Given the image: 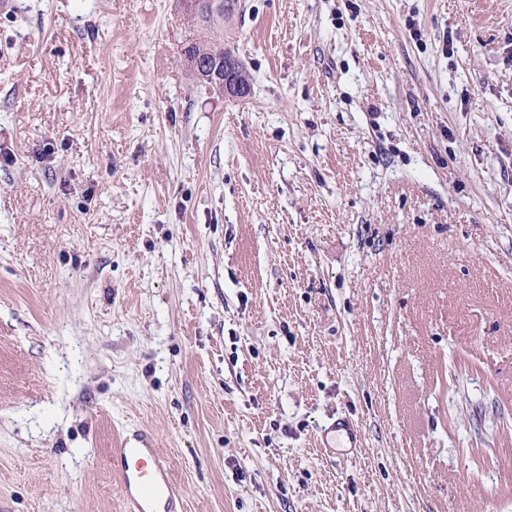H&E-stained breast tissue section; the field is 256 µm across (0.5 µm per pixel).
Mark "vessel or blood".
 <instances>
[{"label": "vessel or blood", "instance_id": "vessel-or-blood-1", "mask_svg": "<svg viewBox=\"0 0 512 512\" xmlns=\"http://www.w3.org/2000/svg\"><path fill=\"white\" fill-rule=\"evenodd\" d=\"M109 464L120 478L126 512H179L169 465L149 433L122 439Z\"/></svg>", "mask_w": 512, "mask_h": 512}]
</instances>
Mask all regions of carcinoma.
Masks as SVG:
<instances>
[{"instance_id":"carcinoma-1","label":"carcinoma","mask_w":512,"mask_h":512,"mask_svg":"<svg viewBox=\"0 0 512 512\" xmlns=\"http://www.w3.org/2000/svg\"><path fill=\"white\" fill-rule=\"evenodd\" d=\"M224 10L214 13L208 0H199L197 15L193 17L194 25L188 38L190 47L182 51L184 65L190 73H195L192 66L194 57L202 54L209 63L218 61H239L232 49L224 46V21L235 15L239 0H223Z\"/></svg>"}]
</instances>
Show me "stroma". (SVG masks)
<instances>
[{
	"instance_id": "35a3bbf8",
	"label": "stroma",
	"mask_w": 512,
	"mask_h": 512,
	"mask_svg": "<svg viewBox=\"0 0 512 512\" xmlns=\"http://www.w3.org/2000/svg\"><path fill=\"white\" fill-rule=\"evenodd\" d=\"M0 0V506L512 512V0ZM359 447L324 450L336 419ZM198 0H183L185 11L193 17L196 13V3ZM224 2V10L220 13L214 14L216 11L221 9L220 0H211V6L208 0H199V8L197 15L192 19L194 21L191 35L186 39L187 44L190 47L182 51V57L184 59V65L186 69L200 82V79L193 69L192 60L195 56H199L201 51H205V55L200 60L207 59L209 64H215L212 68L208 62L205 61L200 66L199 59L196 60V66L198 71L205 70L209 73L206 74L208 80V88L214 92H217L225 97L240 99L245 98L249 95V75L243 69L240 68L237 71V66L228 62L232 60L241 64L239 58L235 55L232 49L224 47V20L232 18L235 15L239 0H222ZM214 12H213V11ZM227 62H225V61ZM220 61L221 66L224 67V73H221L219 69ZM242 65V64H241ZM239 77L245 85H242ZM205 81H203L204 83ZM202 83V84H203ZM120 477L123 503L128 512L181 510L167 461L157 453L153 437L143 432L133 440L124 437L109 459Z\"/></svg>"
}]
</instances>
